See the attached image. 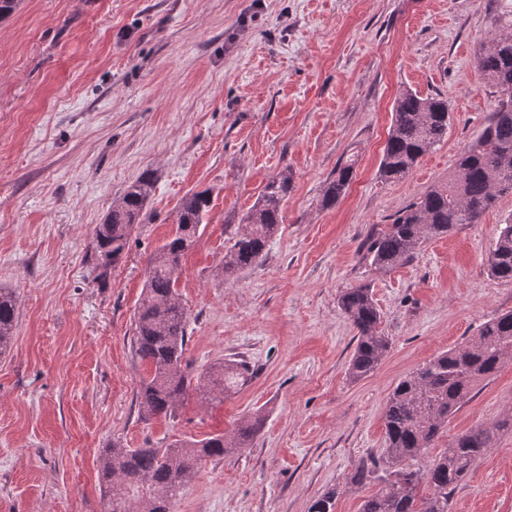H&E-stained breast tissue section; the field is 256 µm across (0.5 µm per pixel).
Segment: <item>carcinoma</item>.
<instances>
[{"instance_id": "carcinoma-1", "label": "carcinoma", "mask_w": 512, "mask_h": 512, "mask_svg": "<svg viewBox=\"0 0 512 512\" xmlns=\"http://www.w3.org/2000/svg\"><path fill=\"white\" fill-rule=\"evenodd\" d=\"M488 44L475 65L498 88L500 100L487 126L459 158V175L430 187L399 211L392 223L373 230L363 244V259L377 269L408 261L429 237L444 235L460 224H476L497 195L512 190V2L493 18ZM448 100L422 97L410 89L395 99L380 174L404 179L418 160L448 136ZM354 163L336 170L324 189L322 205L331 208L345 196ZM292 177L283 170L268 180L230 238L221 273L232 278L257 264L282 223V205ZM154 189L146 173L129 184L94 228L95 279L104 282L125 254L134 227L145 220ZM210 205L205 192L185 196L176 228L150 261L145 294L135 313L133 347L147 366L137 398L143 418L175 417L190 387L202 395L235 393L246 383L244 367L226 361L194 377L184 366L188 316L177 293L174 270L198 235ZM488 272L512 280V216L499 225ZM340 310L357 330L348 373L360 379L373 371L390 348L380 330L381 314L369 285L346 289ZM17 296L0 288V354L13 340ZM512 357V311L485 322L476 336L444 351L409 373L394 388L384 411L385 445L380 461L360 467L350 478L378 485L361 512H448L452 492L472 467L494 447L498 434L512 429V417L482 425L452 438L439 455L425 459L448 426V420L470 398L478 383L493 378ZM263 418L256 414L228 434L174 441L164 448H127L114 441L100 455L101 479L109 497L108 512H172L186 483L207 459L219 460L249 447ZM339 491L331 489L311 512H333Z\"/></svg>"}]
</instances>
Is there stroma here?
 <instances>
[{
  "label": "stroma",
  "instance_id": "35a3bbf8",
  "mask_svg": "<svg viewBox=\"0 0 512 512\" xmlns=\"http://www.w3.org/2000/svg\"><path fill=\"white\" fill-rule=\"evenodd\" d=\"M500 0H22L0 21V287L18 308L0 356V512H106L100 452L231 432L261 413L249 448L207 461L174 512H309L340 488L359 512L376 484L351 483L381 458L384 410L404 376L512 310V281L487 258L512 193L478 223L433 237L404 264L363 259L372 228L459 174L464 147L499 93L476 69ZM406 89L447 98V138L399 181L379 167L391 107ZM346 196L323 207L340 163ZM283 222L259 264L227 280L240 217L282 169ZM151 173L150 218L106 282L93 231L127 185ZM211 204L178 280L192 374L243 361L230 397L189 390L175 417L143 419L146 366L134 315L150 257L181 199ZM370 284L391 339L382 364L348 374L356 330L339 309ZM512 414V359L479 384L449 435ZM449 512H512V431L450 496Z\"/></svg>",
  "mask_w": 512,
  "mask_h": 512
}]
</instances>
